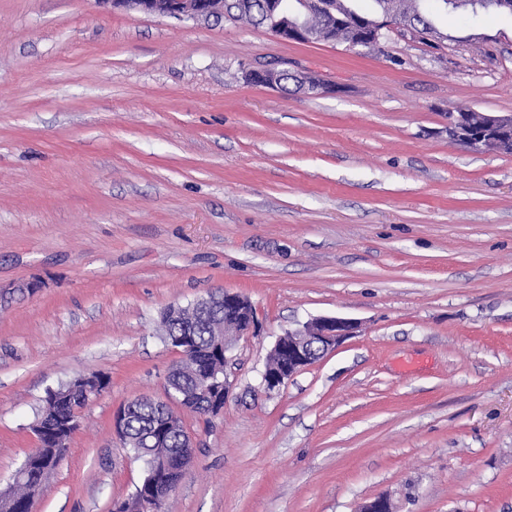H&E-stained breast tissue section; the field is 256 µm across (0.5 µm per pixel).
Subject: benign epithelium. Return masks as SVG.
I'll return each instance as SVG.
<instances>
[{
    "mask_svg": "<svg viewBox=\"0 0 512 512\" xmlns=\"http://www.w3.org/2000/svg\"><path fill=\"white\" fill-rule=\"evenodd\" d=\"M104 4L149 14L172 17L177 20H208L218 12L223 0H100ZM275 36L283 41L310 42L311 32L301 26L281 25ZM284 72L265 68L251 72L254 83L269 88H282ZM294 85L299 90L315 94L331 90L325 82L306 75L291 74ZM448 134L472 146L493 144L497 151H512V115H493L488 112H451L448 114ZM173 319L190 324L206 321L213 327L216 336L212 352L223 357V364L208 370V375L196 376L191 388L168 389L174 404L191 410L199 404L202 393L219 385L224 387V396H229L230 385L226 373L231 359L234 336H249L255 333L256 318L251 305L240 294L228 291L211 292L198 299L187 308L173 306L168 309ZM357 322L337 317L321 316L305 322L301 327L290 330L276 340L271 357L276 365L266 364L260 373V387L267 393L280 389L290 378L313 363L312 346L318 345L323 353L333 351L347 338L356 333ZM176 424L173 419L162 424L157 433L151 436L145 452L159 458L164 480L151 485L147 493L137 499L136 512H158L177 490L194 458V441L190 433H184V444L180 459L170 461L165 454L158 452L163 447V432Z\"/></svg>",
    "mask_w": 512,
    "mask_h": 512,
    "instance_id": "7a95c632",
    "label": "benign epithelium"
}]
</instances>
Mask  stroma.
<instances>
[{
    "instance_id": "stroma-1",
    "label": "stroma",
    "mask_w": 512,
    "mask_h": 512,
    "mask_svg": "<svg viewBox=\"0 0 512 512\" xmlns=\"http://www.w3.org/2000/svg\"><path fill=\"white\" fill-rule=\"evenodd\" d=\"M433 49L276 38L97 0H0V488L47 389L104 373L35 512H112L141 479L112 430L161 398L162 314L250 299L223 412L187 413L165 512H512V154L448 115L512 114V14L425 0ZM311 72L330 94L247 82ZM354 336L274 393L277 338Z\"/></svg>"
}]
</instances>
